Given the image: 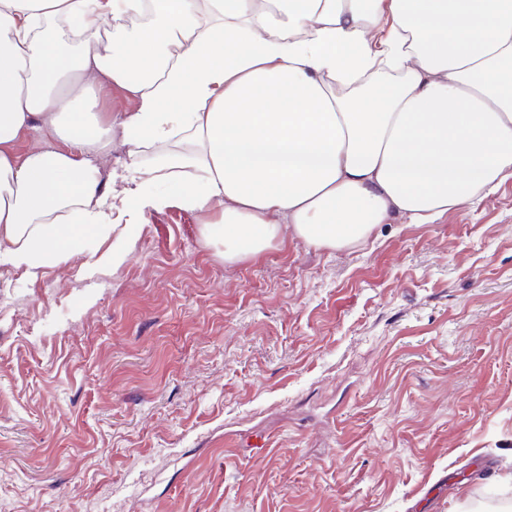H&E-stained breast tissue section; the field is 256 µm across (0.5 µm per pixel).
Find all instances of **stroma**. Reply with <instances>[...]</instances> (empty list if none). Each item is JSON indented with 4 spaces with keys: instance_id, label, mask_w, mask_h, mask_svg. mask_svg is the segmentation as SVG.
Returning <instances> with one entry per match:
<instances>
[{
    "instance_id": "stroma-1",
    "label": "stroma",
    "mask_w": 512,
    "mask_h": 512,
    "mask_svg": "<svg viewBox=\"0 0 512 512\" xmlns=\"http://www.w3.org/2000/svg\"><path fill=\"white\" fill-rule=\"evenodd\" d=\"M200 229L0 262V512H512V177L336 250Z\"/></svg>"
}]
</instances>
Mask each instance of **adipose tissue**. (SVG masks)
Here are the masks:
<instances>
[{
  "label": "adipose tissue",
  "instance_id": "obj_1",
  "mask_svg": "<svg viewBox=\"0 0 512 512\" xmlns=\"http://www.w3.org/2000/svg\"><path fill=\"white\" fill-rule=\"evenodd\" d=\"M145 11L151 34L101 40ZM112 83L138 100L116 126L96 112ZM116 128L162 153L103 178L86 154ZM45 129L74 151L15 154ZM509 176L512 0H0V255L27 275L106 235L120 266L170 207L236 260L287 228L336 249L428 224Z\"/></svg>",
  "mask_w": 512,
  "mask_h": 512
}]
</instances>
